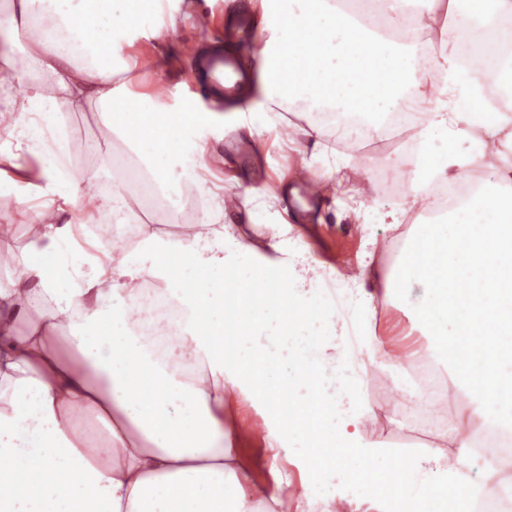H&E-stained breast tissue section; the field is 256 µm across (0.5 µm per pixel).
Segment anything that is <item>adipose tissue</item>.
<instances>
[{"instance_id":"adipose-tissue-1","label":"adipose tissue","mask_w":512,"mask_h":512,"mask_svg":"<svg viewBox=\"0 0 512 512\" xmlns=\"http://www.w3.org/2000/svg\"><path fill=\"white\" fill-rule=\"evenodd\" d=\"M261 0L259 76L242 91L253 105L235 129L254 141L277 131L278 111L305 123L288 137L301 156L287 180L261 187L279 201L308 177L320 194L358 169L362 143L399 130L396 156L412 187L381 200L377 168L361 171L370 200L357 211L364 248L339 271L321 260L307 228L287 219L252 236L224 221V181L208 177L205 124L187 121L163 93L144 110L117 73L158 65L126 58L124 44L168 39V0H0V183L22 195L0 203V512H307L309 486L283 464L284 439L302 430L262 409L261 432L238 412L250 400L246 357H229L231 312L255 325L298 320L323 306L317 370H340L341 394L317 426L347 451L346 491L324 512H440L437 502L365 477L386 457L363 438L379 419L397 429L425 424L437 444L407 454L412 485L453 483L469 512H482L512 483V408L494 403L448 341L442 279L496 298L512 268V0ZM90 113L83 149L62 155L46 134L62 114ZM341 148L328 153L326 137ZM471 168L485 172L457 191ZM173 181L206 202L195 223L172 233L132 224V206L158 199ZM409 248L384 260L375 226L399 228ZM108 244L88 271L75 270L77 224ZM482 225L479 235L469 225ZM33 239L18 246L17 230ZM431 290L406 336L387 335L379 302L414 282ZM364 356L411 381L410 413L384 411L351 368ZM456 392L454 413L429 406Z\"/></svg>"}]
</instances>
